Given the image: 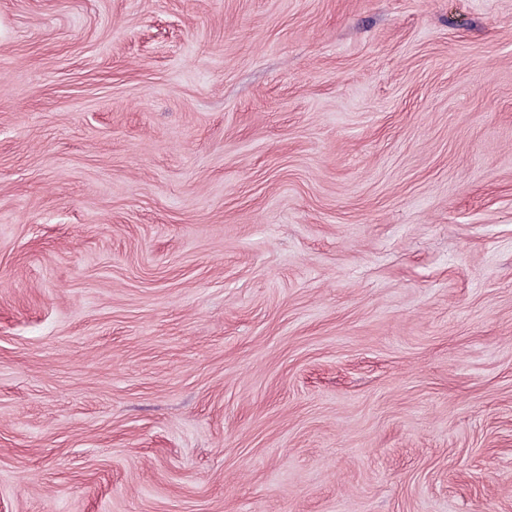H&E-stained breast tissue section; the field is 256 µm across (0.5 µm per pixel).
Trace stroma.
I'll return each instance as SVG.
<instances>
[{"label": "stroma", "mask_w": 512, "mask_h": 512, "mask_svg": "<svg viewBox=\"0 0 512 512\" xmlns=\"http://www.w3.org/2000/svg\"><path fill=\"white\" fill-rule=\"evenodd\" d=\"M0 512H512V0H0Z\"/></svg>", "instance_id": "35a3bbf8"}]
</instances>
